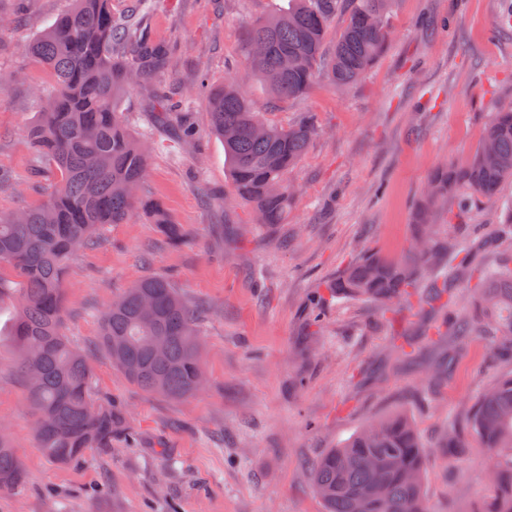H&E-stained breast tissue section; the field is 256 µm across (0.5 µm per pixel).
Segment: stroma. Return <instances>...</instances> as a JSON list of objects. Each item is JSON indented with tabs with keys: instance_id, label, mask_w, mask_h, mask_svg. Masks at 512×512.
I'll list each match as a JSON object with an SVG mask.
<instances>
[{
	"instance_id": "35a3bbf8",
	"label": "stroma",
	"mask_w": 512,
	"mask_h": 512,
	"mask_svg": "<svg viewBox=\"0 0 512 512\" xmlns=\"http://www.w3.org/2000/svg\"><path fill=\"white\" fill-rule=\"evenodd\" d=\"M505 0H397L391 37L375 66L342 87L318 77L309 93L272 104L245 52L248 24L288 0H150L142 26L180 45L173 69L131 87L122 110L151 136L146 195L186 237L170 247L141 210L69 263L65 332L94 368L93 396L124 411L126 435L84 461L51 462L0 304V424L25 471L0 492V512H322L310 467L366 421L405 411L429 455L428 512H473L486 496L478 443L447 460L437 443L485 384L512 372L486 339L424 336L420 296L382 314L325 291L365 252L405 257L413 212L443 161L464 163L500 104L512 102V29ZM71 0H0V214L38 206L46 181L25 135L51 86L26 51ZM233 79L257 112L290 125L312 116L319 132L288 174L296 192L285 223L256 224L236 199L224 146L209 130L205 91ZM182 101L195 140L158 123L156 90ZM169 278L201 318L203 390L181 400L130 383L100 344L97 316L132 282ZM458 354L438 392L427 375Z\"/></svg>"
}]
</instances>
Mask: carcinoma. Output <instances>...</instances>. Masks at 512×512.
I'll list each match as a JSON object with an SVG mask.
<instances>
[{
  "label": "carcinoma",
  "instance_id": "obj_1",
  "mask_svg": "<svg viewBox=\"0 0 512 512\" xmlns=\"http://www.w3.org/2000/svg\"><path fill=\"white\" fill-rule=\"evenodd\" d=\"M394 0H288V9L250 25L246 48L275 103L305 96L320 69L350 84L383 53ZM344 16L331 50L327 29ZM50 71L52 86L26 142L52 182L37 207L0 216V301L19 311L13 330L17 365L35 417L34 432L46 455L79 461L88 448L108 449L125 432L113 400L91 395L86 357L63 336L66 273L70 258L96 243L107 224H123L134 206L146 210L170 242L184 236L162 205L138 196L150 148L130 133L120 112L123 93L139 78L167 72L175 55L148 40L135 23L112 16V0H73V6L27 45ZM294 58L283 67L282 58ZM159 117L180 119L178 102L159 101ZM212 133L236 197L266 227L284 223L291 171L317 133L305 116L284 127L264 120L231 80L209 98ZM512 179V108H501L485 126L476 151L462 163L442 165L430 177L414 213L411 252L401 260L365 255L336 277L339 298L361 300L386 313L427 282L424 302L433 312L453 296L463 307L443 322L450 338L490 340L498 358L512 359V204L486 236L463 241L431 235L435 212L451 205L461 213L480 200L494 201ZM441 325V326H443ZM441 326L427 327L441 332ZM102 344L129 382L150 395L178 400L203 387L200 341L193 311L166 278L133 283L100 316ZM477 438L488 452L482 478L488 486L478 512H512V374L495 378L467 416L438 444L454 457ZM426 455L417 425L406 412L370 420L313 465L311 480L324 512H427ZM25 482L14 449L0 429V491Z\"/></svg>",
  "mask_w": 512,
  "mask_h": 512
}]
</instances>
